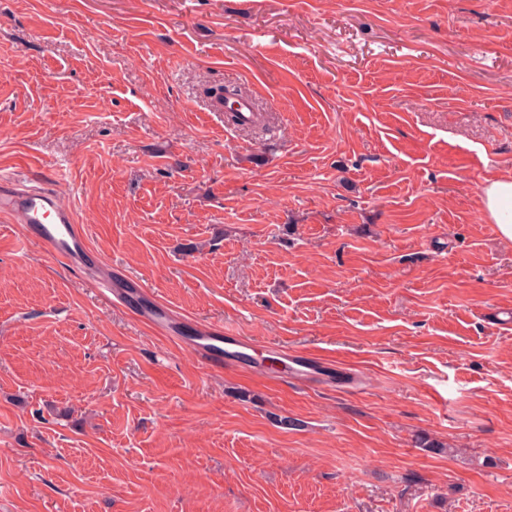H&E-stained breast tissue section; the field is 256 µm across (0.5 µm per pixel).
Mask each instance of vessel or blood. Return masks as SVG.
Returning a JSON list of instances; mask_svg holds the SVG:
<instances>
[{"label": "vessel or blood", "instance_id": "1", "mask_svg": "<svg viewBox=\"0 0 512 512\" xmlns=\"http://www.w3.org/2000/svg\"><path fill=\"white\" fill-rule=\"evenodd\" d=\"M0 212L14 217L23 228V237L48 245L54 254L67 259L75 269L84 268L93 253L89 247L85 225L76 221L73 210L49 191L21 192L15 180L0 181ZM238 337L207 326L196 328L190 349L205 365L222 362L225 355L240 357ZM295 380L308 378L317 368V361L302 353H283Z\"/></svg>", "mask_w": 512, "mask_h": 512}]
</instances>
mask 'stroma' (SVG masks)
I'll return each mask as SVG.
<instances>
[{
  "label": "stroma",
  "mask_w": 512,
  "mask_h": 512,
  "mask_svg": "<svg viewBox=\"0 0 512 512\" xmlns=\"http://www.w3.org/2000/svg\"><path fill=\"white\" fill-rule=\"evenodd\" d=\"M510 173L512 0H0V176L97 255L0 215V512H512V242L478 198ZM158 304L260 361L203 365ZM17 180L1 179L0 212L23 224V238L48 245L67 259L73 269H83L92 253L86 227L77 224L73 210L45 190L20 192ZM281 359L288 365L292 377L297 381L308 378L315 371V368L321 367L314 358L302 353L285 352Z\"/></svg>",
  "instance_id": "obj_1"
}]
</instances>
